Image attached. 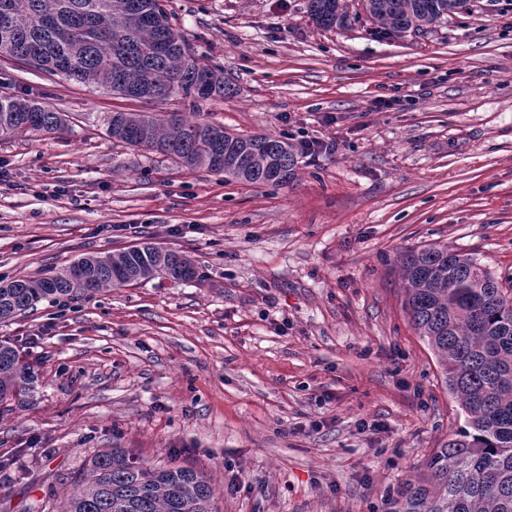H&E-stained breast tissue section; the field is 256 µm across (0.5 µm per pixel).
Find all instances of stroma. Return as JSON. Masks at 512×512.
Segmentation results:
<instances>
[{
  "instance_id": "stroma-1",
  "label": "stroma",
  "mask_w": 512,
  "mask_h": 512,
  "mask_svg": "<svg viewBox=\"0 0 512 512\" xmlns=\"http://www.w3.org/2000/svg\"><path fill=\"white\" fill-rule=\"evenodd\" d=\"M234 96L149 103L0 55V85L68 115L0 136V277L141 242L184 252L165 277L40 302L0 321L37 374L0 408V505L61 512L100 448L203 472L216 512H384L459 427L403 309L401 254H473L512 285V0H468L397 37L347 0H169ZM116 111L316 141L281 186L225 181L113 142ZM342 0H307L312 20L321 28L330 29L347 21Z\"/></svg>"
}]
</instances>
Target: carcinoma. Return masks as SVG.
<instances>
[{
  "mask_svg": "<svg viewBox=\"0 0 512 512\" xmlns=\"http://www.w3.org/2000/svg\"><path fill=\"white\" fill-rule=\"evenodd\" d=\"M466 0H364L378 27L393 35L423 32ZM312 20L330 29L347 21L342 0H307ZM0 53L40 72L123 97L158 102L150 84L196 103L229 96L224 70L195 59L174 27L166 0H0ZM61 113L26 96L0 92V135L61 133ZM106 133L130 147L159 153L187 169L226 181L283 185L296 166L284 137L238 136L202 120L172 114L114 112ZM404 309L435 354L465 425L429 454L422 469L389 499L388 512H512V289L469 253L444 245L402 255ZM84 270L86 284L76 282ZM157 276L198 277L180 251L145 242L83 254L60 272L0 281V320L45 300L68 299ZM34 370L0 341V404L33 390ZM204 473L149 466L121 448L93 452L63 512H213Z\"/></svg>",
  "mask_w": 512,
  "mask_h": 512,
  "instance_id": "cac0c4a2",
  "label": "carcinoma"
}]
</instances>
